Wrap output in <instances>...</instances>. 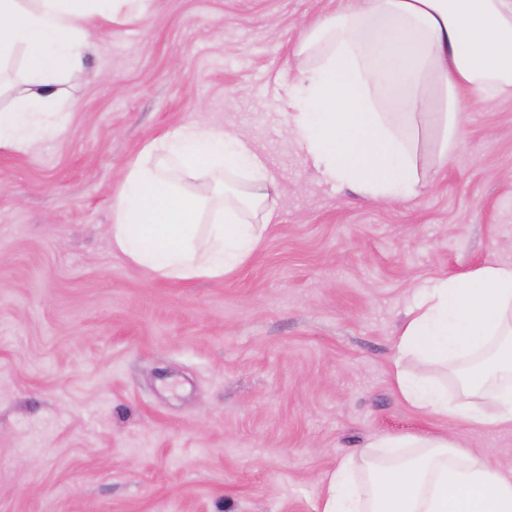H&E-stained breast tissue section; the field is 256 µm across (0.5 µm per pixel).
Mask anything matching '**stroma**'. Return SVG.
<instances>
[{
    "label": "stroma",
    "instance_id": "1",
    "mask_svg": "<svg viewBox=\"0 0 512 512\" xmlns=\"http://www.w3.org/2000/svg\"><path fill=\"white\" fill-rule=\"evenodd\" d=\"M336 4L154 0L92 32L61 133L0 149V512H319L324 475L389 436L512 470V425L421 414L391 374L417 285L512 263V98L465 94L410 201L324 183L286 91ZM190 122L248 135L278 182L221 279L156 276L109 234L123 164Z\"/></svg>",
    "mask_w": 512,
    "mask_h": 512
}]
</instances>
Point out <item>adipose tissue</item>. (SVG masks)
<instances>
[{
  "instance_id": "ef3b65f1",
  "label": "adipose tissue",
  "mask_w": 512,
  "mask_h": 512,
  "mask_svg": "<svg viewBox=\"0 0 512 512\" xmlns=\"http://www.w3.org/2000/svg\"><path fill=\"white\" fill-rule=\"evenodd\" d=\"M153 0H0V63L27 75L0 110V148L26 151L59 132L60 86L80 74L90 33L134 20ZM303 84L291 130L323 181L403 202L423 187L418 151L445 165L465 105L460 90L512 96V0H340L304 30ZM275 177L244 134L188 123L146 144L112 193V245L159 276L221 278L243 265L274 219ZM456 398L428 366L463 368ZM392 378L414 409L471 426L512 424V264H486L414 290L394 341ZM379 464L343 458L321 512H512V473L445 436L381 440Z\"/></svg>"
}]
</instances>
